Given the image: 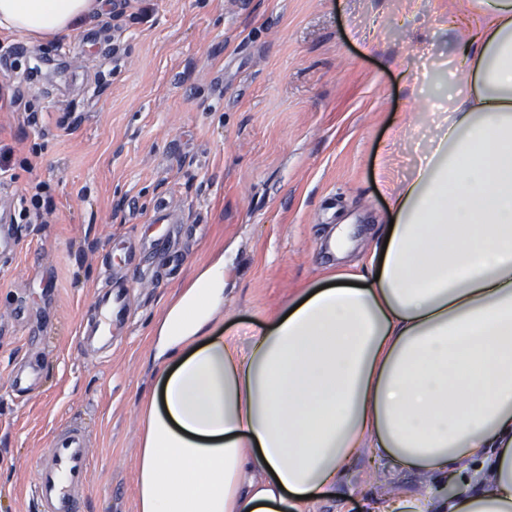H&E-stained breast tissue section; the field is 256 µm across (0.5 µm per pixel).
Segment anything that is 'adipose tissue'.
Here are the masks:
<instances>
[{"label":"adipose tissue","mask_w":512,"mask_h":512,"mask_svg":"<svg viewBox=\"0 0 512 512\" xmlns=\"http://www.w3.org/2000/svg\"><path fill=\"white\" fill-rule=\"evenodd\" d=\"M477 5L448 115L363 273L303 289L244 353L210 333L223 266L171 306L138 512H310L365 449L432 480L381 512H512V0ZM102 8L0 0V29L46 41Z\"/></svg>","instance_id":"obj_1"}]
</instances>
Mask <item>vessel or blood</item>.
<instances>
[{"instance_id":"vessel-or-blood-1","label":"vessel or blood","mask_w":512,"mask_h":512,"mask_svg":"<svg viewBox=\"0 0 512 512\" xmlns=\"http://www.w3.org/2000/svg\"><path fill=\"white\" fill-rule=\"evenodd\" d=\"M161 248L166 249L170 260H177L176 240L153 237L129 241L128 261L136 263L139 256ZM129 298L127 278L106 277L76 328L77 344L83 348H110L114 331L125 328L129 322ZM88 440L86 427L74 421L67 422L54 435L38 465L34 496L39 512H82L90 468Z\"/></svg>"}]
</instances>
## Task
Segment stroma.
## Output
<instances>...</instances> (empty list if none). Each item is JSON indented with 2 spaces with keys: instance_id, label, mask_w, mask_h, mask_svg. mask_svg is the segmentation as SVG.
<instances>
[{
  "instance_id": "35a3bbf8",
  "label": "stroma",
  "mask_w": 512,
  "mask_h": 512,
  "mask_svg": "<svg viewBox=\"0 0 512 512\" xmlns=\"http://www.w3.org/2000/svg\"><path fill=\"white\" fill-rule=\"evenodd\" d=\"M460 0H112L69 35L37 43L0 30V193L37 183L50 199L0 255V512H36L37 464L56 431H90L83 512H138L135 494L157 383L152 336L215 264L225 302L212 331L248 348L299 289L369 252L411 171L415 118L441 112ZM39 158H32L31 147ZM192 228L177 280L130 283L133 315L109 356L75 329L105 262L132 236H159L154 203ZM41 379L8 388L17 363ZM425 478L353 468L350 498L422 492Z\"/></svg>"
}]
</instances>
